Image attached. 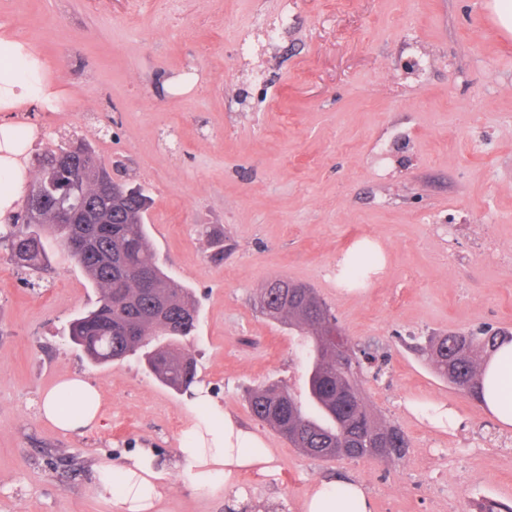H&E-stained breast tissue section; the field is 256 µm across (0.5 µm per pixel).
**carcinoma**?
Instances as JSON below:
<instances>
[{
	"label": "carcinoma",
	"instance_id": "cac0c4a2",
	"mask_svg": "<svg viewBox=\"0 0 512 512\" xmlns=\"http://www.w3.org/2000/svg\"><path fill=\"white\" fill-rule=\"evenodd\" d=\"M37 162L39 175L21 197L14 222L0 225V247L16 264L32 270L48 264V242L66 249L100 291L96 307L70 323V341L98 364L144 348L145 361L162 384L189 390L196 369L192 358L178 348V340L195 329L198 311L190 290L169 278L155 259L145 224L151 200L142 192L106 198L103 180L109 177L108 171L84 142L70 149L48 150L38 155ZM65 190L72 209L109 214V234H98L95 224L61 221L56 199ZM35 203L42 212L40 221L33 224L28 213ZM272 292L268 287L261 292L277 309L269 318L286 319L305 333L308 389L302 401L277 383L257 388L248 395L253 416L313 459L402 458L408 447L405 435L395 426L377 423L359 395L356 352L349 348L338 358L327 347L323 330L330 316L314 289L300 284L288 300ZM160 336L166 343L150 347L152 339ZM458 336V332L430 336L419 351L441 378L476 401L481 362L501 336L489 329L468 331V350L450 360L448 352ZM338 386L355 395L342 408L336 406Z\"/></svg>",
	"mask_w": 512,
	"mask_h": 512
}]
</instances>
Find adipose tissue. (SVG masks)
Masks as SVG:
<instances>
[{
    "instance_id": "ef3b65f1",
    "label": "adipose tissue",
    "mask_w": 512,
    "mask_h": 512,
    "mask_svg": "<svg viewBox=\"0 0 512 512\" xmlns=\"http://www.w3.org/2000/svg\"><path fill=\"white\" fill-rule=\"evenodd\" d=\"M42 62L9 33L0 34V112H10L52 89L39 74ZM24 143L14 125L0 124V221L13 212L25 181L20 160ZM481 405L502 428H512V342L492 352L482 366ZM100 393L87 379L69 376L57 382L40 402L41 417L64 433H81L99 420ZM177 465L195 491L217 496L232 487L245 470H267L271 454L255 433L242 428L209 389L198 387L191 416L179 439ZM166 466L141 450L116 465L100 467L96 491L112 497L118 512H155L163 495ZM303 512H371L365 487L354 482H315L306 493Z\"/></svg>"
}]
</instances>
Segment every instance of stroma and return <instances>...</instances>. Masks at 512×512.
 <instances>
[{
	"label": "stroma",
	"instance_id": "35a3bbf8",
	"mask_svg": "<svg viewBox=\"0 0 512 512\" xmlns=\"http://www.w3.org/2000/svg\"><path fill=\"white\" fill-rule=\"evenodd\" d=\"M487 0H0V32L30 45L67 104L28 156L79 125L113 177L151 199L158 264L189 288L180 341L197 381L273 460L236 479L253 512H302L322 479L362 483L372 512H479L512 502V430L441 380L413 338L492 327L512 335V37ZM281 40L235 58L258 21ZM378 264L347 281L354 247ZM41 280L0 250V512H116L98 466L142 448L174 460L188 394L141 354L103 365L65 328L99 293L59 248ZM314 288L349 343L386 365L362 371L376 419L401 428L402 459L310 458L257 420L248 390L306 395L297 328L262 314L271 280ZM85 375L99 425L59 432L38 412ZM453 411L434 426L436 407ZM157 512H227L181 469Z\"/></svg>",
	"mask_w": 512,
	"mask_h": 512
}]
</instances>
